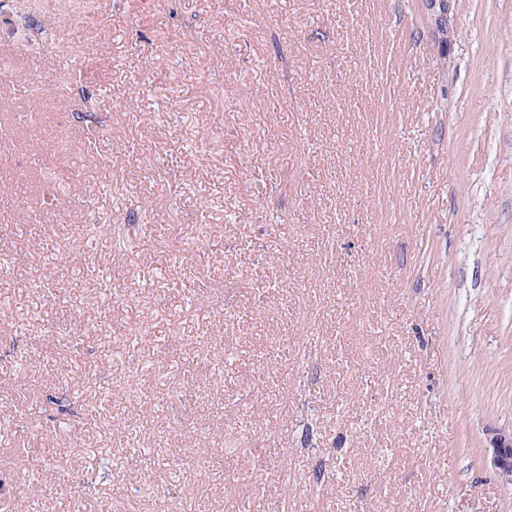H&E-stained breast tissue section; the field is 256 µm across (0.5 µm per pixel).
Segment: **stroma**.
<instances>
[{
  "label": "stroma",
  "mask_w": 512,
  "mask_h": 512,
  "mask_svg": "<svg viewBox=\"0 0 512 512\" xmlns=\"http://www.w3.org/2000/svg\"><path fill=\"white\" fill-rule=\"evenodd\" d=\"M81 10L0 21V512H512V0ZM490 466L505 484H512V428L495 434L490 440Z\"/></svg>",
  "instance_id": "stroma-1"
}]
</instances>
